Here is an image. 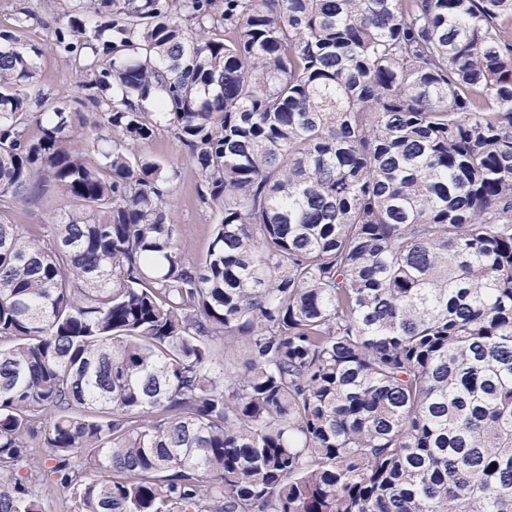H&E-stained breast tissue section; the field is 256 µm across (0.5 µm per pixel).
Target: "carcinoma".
<instances>
[{
	"label": "carcinoma",
	"instance_id": "carcinoma-1",
	"mask_svg": "<svg viewBox=\"0 0 512 512\" xmlns=\"http://www.w3.org/2000/svg\"><path fill=\"white\" fill-rule=\"evenodd\" d=\"M63 3L82 112L0 28V512H512V0ZM144 151L160 162L170 164L176 162L180 155V148L173 137L161 131L144 146ZM179 177L175 182L174 214L179 224L178 243L192 257L206 254L211 242L216 212L204 207L197 197L198 177L193 166L179 162ZM68 212L66 200L56 193L19 205L13 215L15 224H56Z\"/></svg>",
	"mask_w": 512,
	"mask_h": 512
}]
</instances>
